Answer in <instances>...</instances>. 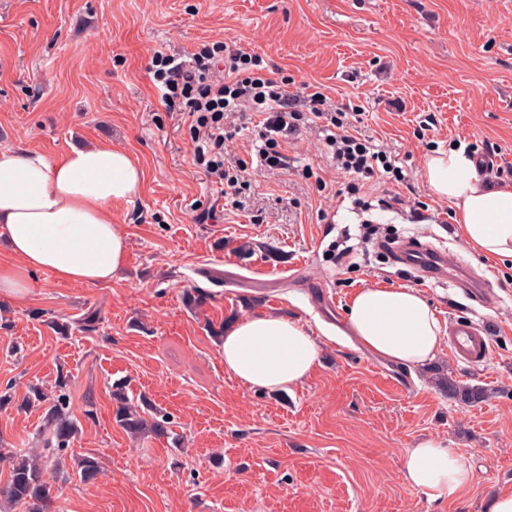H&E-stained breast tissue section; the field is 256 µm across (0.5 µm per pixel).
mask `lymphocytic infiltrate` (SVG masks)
<instances>
[{"instance_id": "1", "label": "lymphocytic infiltrate", "mask_w": 512, "mask_h": 512, "mask_svg": "<svg viewBox=\"0 0 512 512\" xmlns=\"http://www.w3.org/2000/svg\"><path fill=\"white\" fill-rule=\"evenodd\" d=\"M153 60L162 100L171 111L196 120L194 164L235 193H242L248 186L244 178L248 163L241 158L231 165L224 162V117L230 112L261 113L257 153L264 169L287 168L288 158L282 153L279 140L298 134L310 121L322 123L325 140L344 173L356 179L372 178L381 172L397 180L402 177L386 154L347 130L344 112L329 104L323 92L315 89L307 93V111L297 110V96L289 91L287 79L259 73V59L243 50L231 51L223 42L215 41L187 56L157 52Z\"/></svg>"}]
</instances>
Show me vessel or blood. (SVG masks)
<instances>
[{
  "instance_id": "obj_1",
  "label": "vessel or blood",
  "mask_w": 512,
  "mask_h": 512,
  "mask_svg": "<svg viewBox=\"0 0 512 512\" xmlns=\"http://www.w3.org/2000/svg\"><path fill=\"white\" fill-rule=\"evenodd\" d=\"M395 256L398 263L428 280L455 286L469 280L466 269L447 250L431 244L409 240L396 249ZM448 343L451 353L467 365L484 363L492 352L481 327L466 318L451 321Z\"/></svg>"
}]
</instances>
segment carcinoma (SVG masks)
Returning <instances> with one entry per match:
<instances>
[{
  "mask_svg": "<svg viewBox=\"0 0 512 512\" xmlns=\"http://www.w3.org/2000/svg\"><path fill=\"white\" fill-rule=\"evenodd\" d=\"M448 397L465 405L478 404L487 398V389L480 385H458L448 379L441 382ZM116 402L115 421L126 432L136 435L148 431L156 436L168 434L165 420L146 418L148 412L131 403L121 389L112 391ZM45 404L46 429L44 446H54L60 450L69 447L76 433L75 425L65 412V402L59 398L48 402L47 395L40 389H32L24 396L18 407L28 408L34 404ZM8 461L9 480L7 487L0 490V512H13L17 506H22L26 512H46L50 501V488L43 480L46 463L37 464L22 453L12 452L0 454V459ZM80 477L84 481L96 478L100 471L99 459L85 455L78 459Z\"/></svg>",
  "mask_w": 512,
  "mask_h": 512,
  "instance_id": "cac0c4a2",
  "label": "carcinoma"
}]
</instances>
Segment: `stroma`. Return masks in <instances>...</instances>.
Listing matches in <instances>:
<instances>
[{"instance_id": "stroma-1", "label": "stroma", "mask_w": 512, "mask_h": 512, "mask_svg": "<svg viewBox=\"0 0 512 512\" xmlns=\"http://www.w3.org/2000/svg\"><path fill=\"white\" fill-rule=\"evenodd\" d=\"M214 41L259 57L294 89L319 88L404 181L351 193L311 125L282 141L289 168L252 167L233 205L195 167L191 120L168 109L153 76L155 51ZM101 141L144 172L141 194L116 210L123 270L108 285L43 271L24 298L0 295V395L12 397L0 405V446L38 447L44 411L16 403L29 386L50 392L58 375L71 378L78 432L50 475L48 512H483L487 495L512 492V259L479 257L425 177L428 157L456 143L512 166V0H0V149L54 158ZM306 164L319 180L302 176ZM411 238L467 262L494 307L396 263L393 247ZM312 282L334 296V312H314ZM367 286L421 291L444 326L479 323L488 361L472 367L444 347L436 370L489 398L449 399L435 371L342 333ZM195 290L204 299L193 306L185 295ZM93 309L94 328H76ZM267 313L299 320L320 345L289 392L241 384L218 352L224 324ZM116 382L165 415L168 436L117 425ZM429 438L474 469L446 504L400 478L407 449ZM85 453L101 462L88 482L76 472Z\"/></svg>"}]
</instances>
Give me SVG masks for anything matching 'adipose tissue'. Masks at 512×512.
<instances>
[{
  "instance_id": "adipose-tissue-1",
  "label": "adipose tissue",
  "mask_w": 512,
  "mask_h": 512,
  "mask_svg": "<svg viewBox=\"0 0 512 512\" xmlns=\"http://www.w3.org/2000/svg\"><path fill=\"white\" fill-rule=\"evenodd\" d=\"M425 173L435 195L456 208L474 250L512 258V187L487 186L462 145L431 156ZM143 182L130 154L105 141L54 159L35 149L0 150V239L12 257L0 263V294L25 296L42 270L61 283H111L128 251L112 208L133 202ZM347 321L366 349L404 365L424 366L442 346L439 319L413 288L359 289ZM219 353L231 377L268 392L300 385L319 359L305 325L267 314L226 329ZM401 478L429 501L447 503L472 482L474 471L454 449L428 439L407 450Z\"/></svg>"
}]
</instances>
